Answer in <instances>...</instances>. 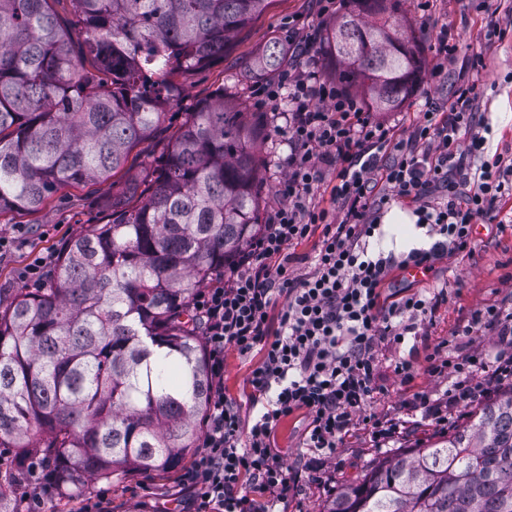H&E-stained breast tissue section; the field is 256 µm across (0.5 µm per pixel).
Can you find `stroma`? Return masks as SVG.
Here are the masks:
<instances>
[{
	"instance_id": "1",
	"label": "stroma",
	"mask_w": 512,
	"mask_h": 512,
	"mask_svg": "<svg viewBox=\"0 0 512 512\" xmlns=\"http://www.w3.org/2000/svg\"><path fill=\"white\" fill-rule=\"evenodd\" d=\"M346 9L345 0H334L325 13L321 12L318 0H272L237 35L223 60L180 77V94L165 105L159 131L132 148L124 170L114 181L61 190L40 212L0 219V236L14 241L10 250L0 253V288L17 293L50 282L54 273L50 267L44 269L41 280L28 277L36 256L58 254L69 239L83 234L92 225L105 223L113 186H124L146 164L157 162L188 113L219 89L231 96L242 111L263 113L267 120L260 166V205L262 216H269L278 204L277 184L287 173L282 158L288 152V142L277 135L276 129L284 125L288 106L262 104L259 84L239 83L238 65L261 56L275 38L298 40L311 34L324 37ZM395 17L400 31L422 48L426 62H433V46L443 32L457 45L458 61L482 53L485 66L477 81L474 121L486 139V157H512V0H485L480 9L471 7L468 0H399ZM493 24L506 27L507 33L502 40L482 47L479 35ZM458 61L449 65L444 79L424 71L417 90L396 111L379 113V120L408 133L422 121L428 106L447 111L459 84ZM498 209V222L476 224L470 247L460 253L440 255L428 277L419 281L422 289H447L446 302L426 322L416 347L391 342L379 347L375 367L377 390L370 406L356 416L352 428L339 443L335 458L289 491L284 512H320L331 490L361 476L373 461L403 448L429 445L443 436V428L425 420L380 448L371 439L368 421L403 411L414 394L437 395L446 390L447 375L428 369L429 358L438 345H445L451 357L477 351L490 355L497 351L499 339L494 333H486L475 345L458 336L457 330L474 311L486 305L512 303V198L501 201ZM403 359L414 365L412 378H403L396 371L397 363ZM261 360L258 350L245 356L233 349L224 353V393L239 406L246 421L254 415L248 376ZM88 498L104 500L111 512H191L193 494L180 487L176 474L135 472L120 480L90 483L64 497L30 484L21 487L16 505L22 512H78Z\"/></svg>"
}]
</instances>
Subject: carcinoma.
<instances>
[{"label":"carcinoma","mask_w":512,"mask_h":512,"mask_svg":"<svg viewBox=\"0 0 512 512\" xmlns=\"http://www.w3.org/2000/svg\"><path fill=\"white\" fill-rule=\"evenodd\" d=\"M0 0V217L103 183L158 128L175 77L224 58L271 0ZM324 37L347 89L394 112L421 82L395 0H348ZM280 41L248 66L284 71ZM260 123L224 90L159 164L112 194V221L60 250L45 288L0 313V448L61 491L174 470L201 440L208 374L192 300L260 227ZM320 512H512V388L426 448L373 462Z\"/></svg>","instance_id":"carcinoma-1"}]
</instances>
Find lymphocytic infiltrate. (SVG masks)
<instances>
[{"instance_id": "lymphocytic-infiltrate-1", "label": "lymphocytic infiltrate", "mask_w": 512, "mask_h": 512, "mask_svg": "<svg viewBox=\"0 0 512 512\" xmlns=\"http://www.w3.org/2000/svg\"><path fill=\"white\" fill-rule=\"evenodd\" d=\"M286 86L262 90L268 102L288 97V170L280 202L248 247L224 268L222 283L200 289L193 302L207 355V429L183 480L195 490L193 512H276L306 472L332 457L358 413L374 398L375 358L384 340H414L446 289L406 290L385 297L382 285L399 263L431 264L442 250H466L474 224L491 218L512 197V161H481L484 138L472 113L480 55L459 70L453 107L428 111L411 133H396L343 86L322 81L308 46ZM477 176H470L472 162ZM333 178V208L316 190ZM416 205L418 228L430 247L406 255L384 250L376 236L392 199ZM314 239L309 272L294 269L293 244ZM512 340V311L491 304L458 330L479 341L484 332ZM263 358L249 375L258 410L243 421L224 395V352ZM432 371L449 372L441 397L421 394L411 408L445 425L461 405L488 386L512 378V347L492 360L469 355L435 358ZM307 423L304 471L288 469L271 446L277 428L297 413Z\"/></svg>"}]
</instances>
